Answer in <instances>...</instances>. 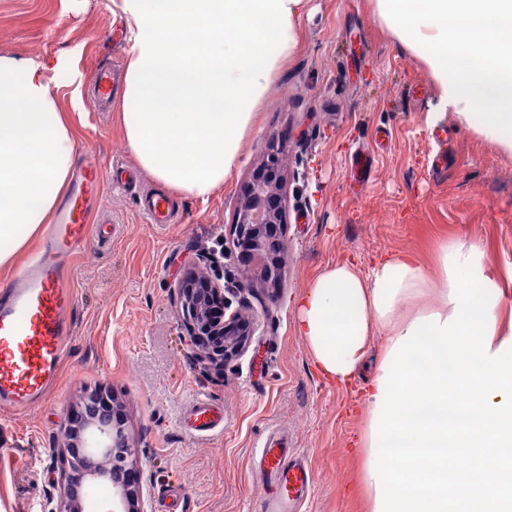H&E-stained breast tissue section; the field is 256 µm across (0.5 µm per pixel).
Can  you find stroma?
I'll return each mask as SVG.
<instances>
[{
  "label": "stroma",
  "mask_w": 512,
  "mask_h": 512,
  "mask_svg": "<svg viewBox=\"0 0 512 512\" xmlns=\"http://www.w3.org/2000/svg\"><path fill=\"white\" fill-rule=\"evenodd\" d=\"M129 31L120 0H0V55L63 58L58 104L71 113L81 153L126 185L105 188L98 224L73 259L74 333L56 395L28 414L0 415V512H57L67 417L87 391L120 406L140 471L146 512H168L179 489L184 512H252L263 487L251 458L273 434L288 440L312 473L303 512H369L355 451L365 408L358 405L382 355L375 337L355 386L337 387L314 369L297 331L298 301L328 266L414 253L432 268L444 238L480 244L487 264L512 268V154L484 141L443 108L421 61L402 48L370 0H309L299 49L260 105L242 156L223 190L207 201L174 195L175 224H150L145 195L162 185L126 149L115 112L95 111L90 69L127 62ZM80 101H73L74 85ZM287 144L286 275L274 299L246 296L252 343L224 366L203 371L181 325L177 282L216 260L238 275L230 224L235 201L271 138ZM362 148L369 178L347 158ZM447 151L445 166L434 157ZM224 414L195 431L198 398Z\"/></svg>",
  "instance_id": "obj_1"
}]
</instances>
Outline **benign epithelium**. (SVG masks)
I'll list each match as a JSON object with an SVG mask.
<instances>
[{
  "mask_svg": "<svg viewBox=\"0 0 512 512\" xmlns=\"http://www.w3.org/2000/svg\"><path fill=\"white\" fill-rule=\"evenodd\" d=\"M280 164L281 152L276 149L254 170L236 200L232 227L240 248L237 259L243 262L250 253L263 259L260 267L243 269L244 278L236 286L239 291L264 292L278 287L283 278L285 187L279 177L268 175ZM215 296L222 310L230 308L218 278L204 271H190L182 277L178 293L181 325L196 361L205 367H220L240 356L254 334V320L239 311L232 312L223 327L214 325L211 301ZM63 439L66 467L57 512H84V503L105 484L112 489V506L106 512H145L134 449L112 410L75 411L67 420Z\"/></svg>",
  "mask_w": 512,
  "mask_h": 512,
  "instance_id": "1",
  "label": "benign epithelium"
}]
</instances>
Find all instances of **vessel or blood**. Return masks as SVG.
<instances>
[{
    "mask_svg": "<svg viewBox=\"0 0 512 512\" xmlns=\"http://www.w3.org/2000/svg\"><path fill=\"white\" fill-rule=\"evenodd\" d=\"M119 81L112 65L93 70L95 105H111ZM105 186L100 166L83 162L74 175L70 195L61 205L47 233L42 251L19 269L7 291L0 293V409L27 412L38 407L55 387L66 346L73 334L74 295L64 266L88 235L89 205ZM143 213L149 223L172 224L176 217L170 200L147 196ZM262 481L276 485L255 512H298L311 487V471L299 456L273 447L254 455Z\"/></svg>",
    "mask_w": 512,
    "mask_h": 512,
    "instance_id": "vessel-or-blood-1",
    "label": "vessel or blood"
}]
</instances>
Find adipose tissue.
I'll return each mask as SVG.
<instances>
[{
    "mask_svg": "<svg viewBox=\"0 0 512 512\" xmlns=\"http://www.w3.org/2000/svg\"><path fill=\"white\" fill-rule=\"evenodd\" d=\"M308 0H121L130 48L120 100L126 148L151 178L206 200L236 169L273 76L298 47ZM396 40L425 65L462 125L512 153V0H374ZM58 64L0 55V269L52 223L78 156L58 105ZM474 242L441 241L435 270L408 254L327 268L299 302L316 371L348 385L374 336L392 348L417 318L451 316L445 260ZM480 270L498 302L492 349L512 338V273Z\"/></svg>",
    "mask_w": 512,
    "mask_h": 512,
    "instance_id": "1",
    "label": "adipose tissue"
}]
</instances>
